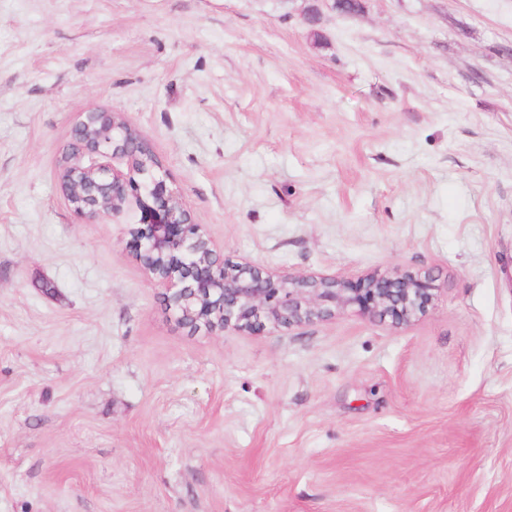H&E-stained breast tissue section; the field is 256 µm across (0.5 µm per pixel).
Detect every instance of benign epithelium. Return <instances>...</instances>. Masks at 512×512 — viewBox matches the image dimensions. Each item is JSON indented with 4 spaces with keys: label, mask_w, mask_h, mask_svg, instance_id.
Instances as JSON below:
<instances>
[{
    "label": "benign epithelium",
    "mask_w": 512,
    "mask_h": 512,
    "mask_svg": "<svg viewBox=\"0 0 512 512\" xmlns=\"http://www.w3.org/2000/svg\"><path fill=\"white\" fill-rule=\"evenodd\" d=\"M66 152L73 158L62 164L61 185L82 218L96 222L113 217L128 193L136 192L140 218L128 228L136 258L154 286L164 291L177 321L190 328L210 333L265 325L290 329L331 319L349 308L408 325L434 298L432 278L409 270L371 272L350 281L224 258L167 186L149 144L119 113H86L75 125ZM117 159L126 161L129 173L114 166ZM133 173L144 176L145 182H135Z\"/></svg>",
    "instance_id": "benign-epithelium-1"
}]
</instances>
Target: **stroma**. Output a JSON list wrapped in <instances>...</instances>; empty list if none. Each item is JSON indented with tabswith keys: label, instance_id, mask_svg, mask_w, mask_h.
<instances>
[{
	"label": "stroma",
	"instance_id": "obj_1",
	"mask_svg": "<svg viewBox=\"0 0 512 512\" xmlns=\"http://www.w3.org/2000/svg\"><path fill=\"white\" fill-rule=\"evenodd\" d=\"M362 3L0 0V512H512V0ZM95 110L224 257L436 299L180 325L61 189Z\"/></svg>",
	"mask_w": 512,
	"mask_h": 512
}]
</instances>
